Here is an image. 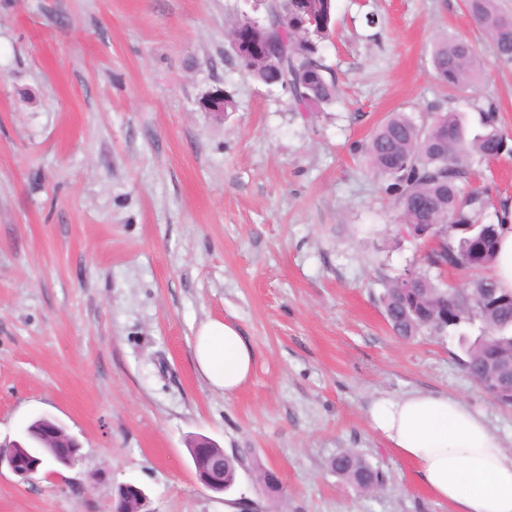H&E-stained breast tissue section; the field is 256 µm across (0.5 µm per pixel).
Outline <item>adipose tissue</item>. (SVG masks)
<instances>
[{
    "instance_id": "adipose-tissue-1",
    "label": "adipose tissue",
    "mask_w": 512,
    "mask_h": 512,
    "mask_svg": "<svg viewBox=\"0 0 512 512\" xmlns=\"http://www.w3.org/2000/svg\"><path fill=\"white\" fill-rule=\"evenodd\" d=\"M193 355L208 385L227 397L245 386L255 362L238 326L217 319L198 328ZM368 424L452 512H512V450L463 400L421 392L384 397Z\"/></svg>"
}]
</instances>
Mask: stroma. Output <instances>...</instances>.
<instances>
[{"mask_svg": "<svg viewBox=\"0 0 512 512\" xmlns=\"http://www.w3.org/2000/svg\"><path fill=\"white\" fill-rule=\"evenodd\" d=\"M250 0H0V442L34 419L81 445L73 467L0 472V512H113L119 487L153 512H450L368 426L378 398L448 393L512 448V408L464 373L457 338L393 335L380 276L418 266L357 147L392 112L496 107L512 136V64L464 0H334L323 48L341 96L295 111L242 70L226 35ZM461 37L484 69L449 88L434 43ZM232 96L205 112L213 90ZM471 183L512 201V157ZM212 319L256 354L227 398L193 356ZM251 450L285 490L242 472L217 494L187 451ZM358 449L385 476L366 494L329 467Z\"/></svg>", "mask_w": 512, "mask_h": 512, "instance_id": "1", "label": "stroma"}]
</instances>
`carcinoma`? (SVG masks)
<instances>
[{"label":"carcinoma","instance_id":"obj_1","mask_svg":"<svg viewBox=\"0 0 512 512\" xmlns=\"http://www.w3.org/2000/svg\"><path fill=\"white\" fill-rule=\"evenodd\" d=\"M465 7L494 43L498 58L511 64L512 13L504 11L499 0H466ZM259 12L257 35L280 51L283 67L273 74L262 58L248 55L239 58L244 71L260 83L288 92L299 112L325 111L338 96L336 78L322 55L335 24L333 0H317L313 21L303 26L298 24L295 0H264ZM432 61L441 82L452 88L482 77L472 45L462 38L437 40ZM480 125L481 131L469 139L456 112L433 113L421 123L396 112L375 126L360 153L383 180L399 229L437 224L440 230L438 242L412 269L410 287H405L400 275L383 283L380 302L391 331L402 339L448 336L463 325L480 323V336L473 340L459 336L463 367L493 400L512 407V294L488 278L473 280L469 288H450L440 279L451 268L474 272L492 264L500 225L508 218L507 203H499L493 238L474 256L470 235L480 230V217L492 202L487 191L470 187L473 160L489 161L512 153L508 136L498 128L495 110L482 113ZM450 307L459 310L460 323H448ZM67 437L60 423L39 417L26 427L15 454L29 465L52 461L64 452L61 444ZM209 456L224 457L225 491H234L239 470L246 468L268 497L283 496L277 475L257 458L227 454L221 448L209 449ZM330 468L360 492H377L385 486L383 472L355 448L340 450Z\"/></svg>","mask_w":512,"mask_h":512}]
</instances>
